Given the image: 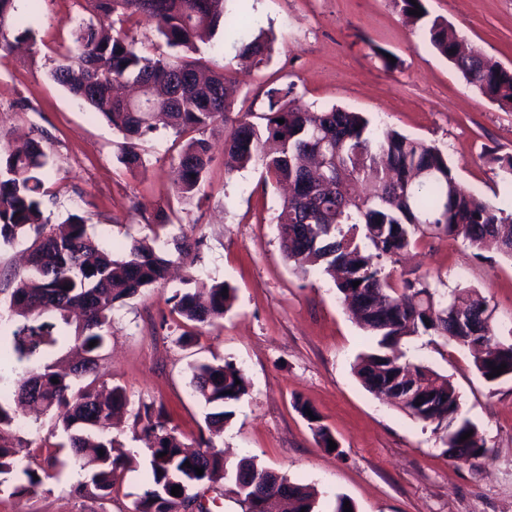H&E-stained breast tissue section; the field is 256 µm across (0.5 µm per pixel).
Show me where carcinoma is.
Returning a JSON list of instances; mask_svg holds the SVG:
<instances>
[{
	"label": "carcinoma",
	"mask_w": 512,
	"mask_h": 512,
	"mask_svg": "<svg viewBox=\"0 0 512 512\" xmlns=\"http://www.w3.org/2000/svg\"><path fill=\"white\" fill-rule=\"evenodd\" d=\"M15 0H0V38L6 39ZM227 0H84L94 17L118 15L124 22L144 16L173 54L147 56L121 32L92 20L75 30V52L52 71V79L89 106L121 133L125 140L119 157L125 168L146 167L138 141L156 129L162 116L175 134L197 133L178 157L179 181L175 195L189 202L200 192L213 161L209 137L224 134V168L232 173L247 166L261 168L267 178L286 183L291 192L275 217L283 256L307 273L317 267L333 278L337 291L351 306L375 347L362 354L355 373L362 385L379 398L384 387L396 385L407 370L425 383L432 372L423 365L400 362L402 339L435 334L468 348L474 365L486 381L492 368L505 364L512 374V341L500 338L487 322L488 302L474 288H458L436 296L425 276L391 281L389 264L419 238L446 235L462 239L481 251L492 247L512 259V212L463 189L438 147L394 129H373L361 112L333 106L312 112L291 98L293 88L267 91L269 113L265 126L251 113L236 112L224 73L202 67L192 58L201 32L214 34L226 27ZM400 11L417 25L432 47L462 74L466 82L502 108H512V69L480 51L459 55L458 43L448 36L447 21L429 17L424 0H398ZM419 7L422 15L409 10ZM240 28L238 58L260 64L270 46L262 35L252 37L248 20ZM284 123H278V120ZM50 155L38 140L23 151L0 150V248L29 242L27 274L16 279L9 310L0 314V487L29 492L50 478L21 466L22 440L5 433L20 427L17 410L30 405L54 412L67 435V447L80 469L88 474L73 487L79 497L112 496L116 471L124 463L112 458L115 413L128 403L125 391L112 388L104 399L88 383L98 380L100 351L112 328L116 305L143 288L165 280L173 258L188 251L174 238L159 251L133 241L116 257L87 232L85 219L71 214L62 225L44 217L43 175ZM359 282L353 286V282ZM186 288L172 296L173 312L198 324L224 317L234 299V288L207 285L192 270ZM469 314L475 334L461 331L452 309ZM96 341L91 347L89 343ZM68 347L79 356L70 373L55 371L51 356ZM58 379L53 383L52 379ZM195 391L212 406L206 426L220 433L232 415L225 407L248 392V382L233 363H204L192 378ZM411 416L426 424H446L444 443L457 461L483 457L488 449L475 425L460 416L459 395L446 378L434 386V396L419 403H402ZM136 423L152 441L149 487L132 512H189L201 490L215 491L227 478L222 451L212 441L193 455L182 451L176 427L163 406L145 404ZM314 438L326 448L334 439L321 421L309 420ZM471 433L461 440L465 433ZM165 456H159V453ZM190 466H185V463ZM203 469L196 474L195 468ZM272 471L244 457L235 468L236 494L246 512H256L255 501L277 498L268 488ZM287 489L289 512H314V491L277 476ZM181 487L179 496L171 488Z\"/></svg>",
	"instance_id": "obj_1"
}]
</instances>
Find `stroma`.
<instances>
[{"label":"stroma","instance_id":"35a3bbf8","mask_svg":"<svg viewBox=\"0 0 512 512\" xmlns=\"http://www.w3.org/2000/svg\"><path fill=\"white\" fill-rule=\"evenodd\" d=\"M466 43L512 69V0H425ZM14 27L32 41L0 49V131L6 148L42 141L53 159L45 175L44 212L51 223L85 217L89 234L114 254L132 241L154 245L164 236L202 238L190 259L206 284L226 283L235 300L223 319L196 326L174 313L170 298L182 288V269L117 306L100 373L128 399L112 432L114 455L125 465L111 499L75 496L84 474L61 449L54 415L19 430L24 464L49 479L20 496L0 492V512H130L149 486L151 452L134 423L141 404L160 403L171 414L188 451L206 433L208 406L191 385L192 368L232 362L249 392L214 443L228 468L246 456L317 491L315 512H334L337 496L356 512H512V378L487 382L466 349L442 336H411L408 360L447 377L460 412L475 424L487 456L449 458L444 429L423 423L378 399L356 377L358 355L375 341L343 305L320 271L297 273L281 254L275 217L283 192L261 168H224V136L211 138L214 160L200 193L175 197L182 141L157 127L139 143L147 170L119 162L121 134L56 84L51 73L75 48L74 31L89 15L80 0H16ZM229 15L245 10L252 33L272 39L263 64L237 57L234 35L200 44L208 69L237 86L234 108L262 116L267 92L292 86L312 110L342 107L367 115L373 127L392 128L438 146L460 185L512 204V180L494 156L512 155V110L468 86L402 15L394 0H228ZM395 59L385 67L384 55ZM428 276L444 293L475 288L494 310L500 332L512 328V259L446 236L420 238L391 270L393 280ZM189 331L188 344L177 342ZM313 407L338 442L320 447L296 401Z\"/></svg>","mask_w":512,"mask_h":512}]
</instances>
